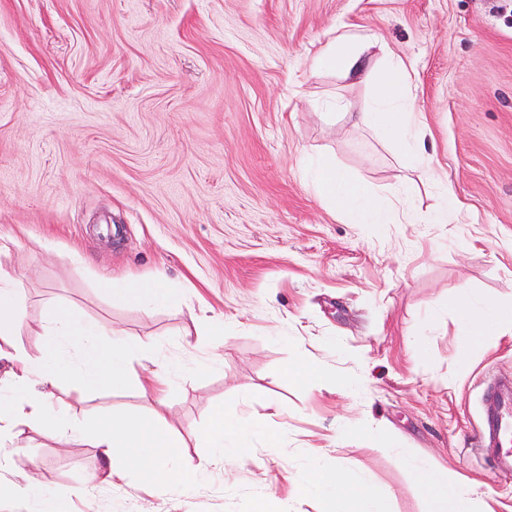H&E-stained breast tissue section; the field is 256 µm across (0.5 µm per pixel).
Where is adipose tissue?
I'll list each match as a JSON object with an SVG mask.
<instances>
[{
  "instance_id": "ef3b65f1",
  "label": "adipose tissue",
  "mask_w": 512,
  "mask_h": 512,
  "mask_svg": "<svg viewBox=\"0 0 512 512\" xmlns=\"http://www.w3.org/2000/svg\"><path fill=\"white\" fill-rule=\"evenodd\" d=\"M372 44V35L342 26L324 47L314 52L312 64L358 78L367 70L366 53ZM410 86L403 61L388 58L370 109L360 113L359 121L382 127L403 156L419 162L423 159V138L409 103ZM311 173L316 193L336 202L347 223H389L394 203L354 182L331 159L322 157L312 162ZM117 293L146 309L179 300L176 290L165 287L160 276L149 282H121ZM19 299L16 278L0 270V361L9 365L5 377L0 378V447H26L29 432L36 431L63 444L82 440L101 449L110 462L105 480L113 485L125 481L132 471L161 487L204 481L206 464L191 470L180 466L174 424L161 410L142 417L119 414L84 429L56 407L54 390L63 382L89 383L106 389L121 386L131 361L145 353L144 344L70 308L59 307L47 322L45 339L37 354H30L17 342L25 326ZM456 306L461 335L470 353H481L487 337L512 334V306L504 308L467 294L457 300ZM248 425L244 412L218 410L203 438L214 455L229 465L248 451L253 437ZM408 466L421 479L433 504L432 512H466L474 492L469 481L451 478L446 471L429 469L414 460ZM298 489L320 496L326 503V512H386L366 480L347 469L316 471Z\"/></svg>"
}]
</instances>
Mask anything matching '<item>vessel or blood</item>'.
Here are the masks:
<instances>
[{
	"label": "vessel or blood",
	"mask_w": 512,
	"mask_h": 512,
	"mask_svg": "<svg viewBox=\"0 0 512 512\" xmlns=\"http://www.w3.org/2000/svg\"><path fill=\"white\" fill-rule=\"evenodd\" d=\"M476 454L487 466L512 474V382H492L481 399L480 424L471 436Z\"/></svg>",
	"instance_id": "obj_1"
}]
</instances>
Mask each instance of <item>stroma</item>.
Returning <instances> with one entry per match:
<instances>
[{
  "mask_svg": "<svg viewBox=\"0 0 512 512\" xmlns=\"http://www.w3.org/2000/svg\"><path fill=\"white\" fill-rule=\"evenodd\" d=\"M344 24L376 37L372 60L409 68L428 176L410 207L436 208L445 181L467 223L348 224L315 193L306 158L329 156L391 199L414 175L381 129L356 122L373 81L312 68ZM0 269L23 290L29 351L60 304L149 349L120 389L60 385L71 420L149 413L137 379L174 362L181 464H208L199 486L135 472L94 486L100 449L34 433L22 452L0 447V512H31L37 497L54 512H254L264 493L276 512H324L288 482L339 465L388 512H432L407 455L477 481L470 512L486 497L512 508V475L464 445L486 384L512 377V337L462 365L450 305L464 289L512 304V0H0ZM159 271L180 305L147 313L100 285ZM198 317L224 321L213 370ZM297 359L322 381L289 378ZM224 406L256 427L230 466L201 438ZM29 473L33 497L15 490Z\"/></svg>",
  "mask_w": 512,
  "mask_h": 512,
  "instance_id": "35a3bbf8",
  "label": "stroma"
}]
</instances>
